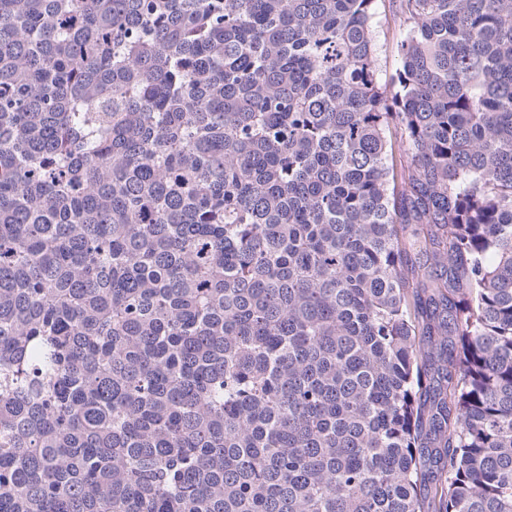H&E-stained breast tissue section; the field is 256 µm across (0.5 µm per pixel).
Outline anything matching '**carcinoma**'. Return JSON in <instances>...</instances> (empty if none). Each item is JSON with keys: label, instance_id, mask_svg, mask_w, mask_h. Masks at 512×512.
I'll return each mask as SVG.
<instances>
[{"label": "carcinoma", "instance_id": "1", "mask_svg": "<svg viewBox=\"0 0 512 512\" xmlns=\"http://www.w3.org/2000/svg\"><path fill=\"white\" fill-rule=\"evenodd\" d=\"M0 0V512H512V0ZM398 35L395 31L390 30L384 38L382 32L378 38V65L385 73H391L398 66V56L395 50V43Z\"/></svg>", "mask_w": 512, "mask_h": 512}]
</instances>
